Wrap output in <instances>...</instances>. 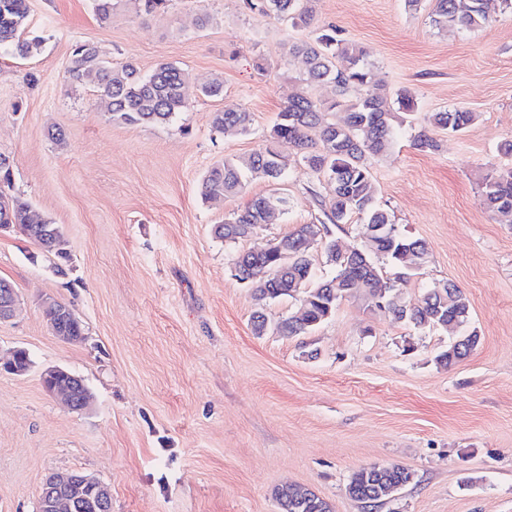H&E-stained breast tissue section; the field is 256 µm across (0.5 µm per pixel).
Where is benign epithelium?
Masks as SVG:
<instances>
[{"label": "benign epithelium", "mask_w": 512, "mask_h": 512, "mask_svg": "<svg viewBox=\"0 0 512 512\" xmlns=\"http://www.w3.org/2000/svg\"><path fill=\"white\" fill-rule=\"evenodd\" d=\"M18 295L12 285L0 291V322L11 320L17 310ZM41 380L46 392L68 406L84 411L91 393L84 380L60 367L44 370ZM90 506L97 512H111L112 499L102 483L78 471L53 472L46 476L38 498L37 512H79Z\"/></svg>", "instance_id": "obj_1"}]
</instances>
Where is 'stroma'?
<instances>
[{
	"label": "stroma",
	"mask_w": 512,
	"mask_h": 512,
	"mask_svg": "<svg viewBox=\"0 0 512 512\" xmlns=\"http://www.w3.org/2000/svg\"><path fill=\"white\" fill-rule=\"evenodd\" d=\"M434 4L317 0L314 23L365 48L388 96L415 99L412 125L372 175L399 230L429 251L406 304L447 280L469 299L480 343L448 368L435 361L448 346L443 330L374 313L362 288L308 335L252 329L255 301L233 259L315 223L319 180L280 141L288 211L235 243L215 225L272 194L271 183L253 176L218 202L200 186L214 164L262 146L291 97L334 98L332 86L306 84L301 60L286 53L310 29L260 17L243 0H173L150 14L144 0H122L105 23L92 0H28L27 30L44 42L30 58L0 59V157L9 194L62 228L72 270L60 277L33 240L0 235V279L19 296L16 317L0 324V352L31 358L25 374L0 371V512H36L57 470L104 482L112 512H279L274 492L286 483L333 512H512V217L479 199L489 169L512 168L500 150L512 140V13L488 0L485 24L441 29ZM83 42L116 69L173 62L195 85L222 78L224 95L192 99L164 126L112 122L95 84L68 76ZM227 106L250 112L248 134L213 129L212 112ZM453 107L476 113L475 124L436 132L434 151L415 149L426 116ZM49 296L73 308L84 341L51 332ZM49 367L85 380L88 410L45 392ZM373 463L413 473L375 511L346 492L350 474Z\"/></svg>",
	"instance_id": "obj_1"
}]
</instances>
